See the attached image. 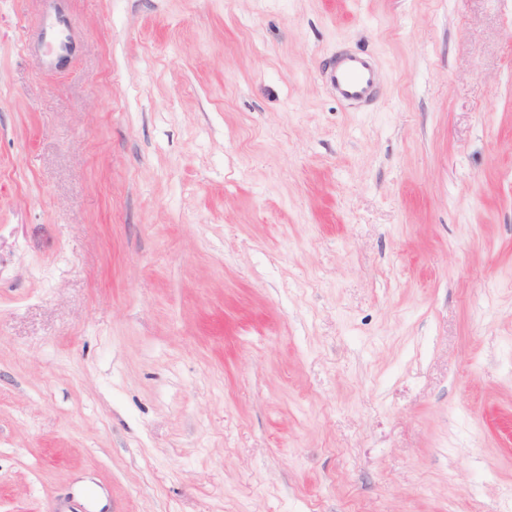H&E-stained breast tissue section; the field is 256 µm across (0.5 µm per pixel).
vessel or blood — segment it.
Returning <instances> with one entry per match:
<instances>
[{
	"label": "vessel or blood",
	"instance_id": "vessel-or-blood-1",
	"mask_svg": "<svg viewBox=\"0 0 512 512\" xmlns=\"http://www.w3.org/2000/svg\"><path fill=\"white\" fill-rule=\"evenodd\" d=\"M328 82L337 98L352 105H363L373 99L379 73L369 55L345 52L337 57Z\"/></svg>",
	"mask_w": 512,
	"mask_h": 512
}]
</instances>
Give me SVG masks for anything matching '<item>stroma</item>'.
Here are the masks:
<instances>
[{
  "label": "stroma",
  "instance_id": "1",
  "mask_svg": "<svg viewBox=\"0 0 512 512\" xmlns=\"http://www.w3.org/2000/svg\"><path fill=\"white\" fill-rule=\"evenodd\" d=\"M83 481L512 512V0H0V512ZM328 82L337 98L352 105H363L373 99L379 73L369 55L345 52L337 57Z\"/></svg>",
  "mask_w": 512,
  "mask_h": 512
}]
</instances>
